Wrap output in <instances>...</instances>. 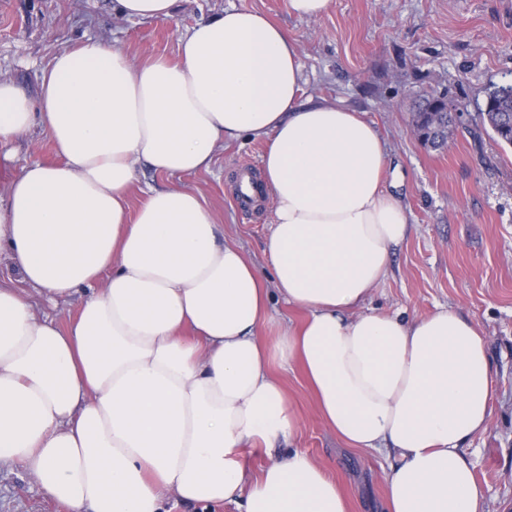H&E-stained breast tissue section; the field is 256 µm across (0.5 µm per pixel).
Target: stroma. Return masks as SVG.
Instances as JSON below:
<instances>
[{
    "instance_id": "obj_1",
    "label": "stroma",
    "mask_w": 512,
    "mask_h": 512,
    "mask_svg": "<svg viewBox=\"0 0 512 512\" xmlns=\"http://www.w3.org/2000/svg\"><path fill=\"white\" fill-rule=\"evenodd\" d=\"M248 7L285 28L300 47L301 96L337 101L373 123L386 148L384 181L410 225L385 280L362 311L412 320L439 309L473 321L487 340L496 378L494 415L462 451L485 492L484 512H512V147L477 126L491 84L512 79V0H333L316 19L289 0H177L168 21H129L115 0H0V77L36 94L38 75L59 50L93 37L140 59L178 58V39L225 8ZM446 95L463 119L435 150L410 132L423 98ZM265 143L225 144L211 171L184 177L224 226L226 241L267 268L269 202L244 207L236 172L259 171ZM37 131L0 156V188L25 163L54 162ZM297 418L292 437L343 486L351 512H380L388 448L354 451L320 418L299 366L273 364ZM0 512H67L16 462H0Z\"/></svg>"
}]
</instances>
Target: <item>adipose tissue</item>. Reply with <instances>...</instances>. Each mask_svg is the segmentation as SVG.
Returning <instances> with one entry per match:
<instances>
[{"label":"adipose tissue","mask_w":512,"mask_h":512,"mask_svg":"<svg viewBox=\"0 0 512 512\" xmlns=\"http://www.w3.org/2000/svg\"><path fill=\"white\" fill-rule=\"evenodd\" d=\"M300 82L297 41L235 6L183 35L174 63L90 39L41 68L36 95L0 79V148L39 129L59 158L27 162L0 195V255L19 274L0 278V461L68 512H167L173 498L349 512L302 449L255 476L238 460L297 427L273 358L300 366L348 446L395 452L386 512H483L462 446L493 418L485 341L444 309L360 312L409 225L374 125L302 99ZM245 134L266 143L265 270L182 183ZM144 164L174 184L131 216ZM78 294L66 325L35 310ZM275 294L306 318L269 340Z\"/></svg>","instance_id":"ef3b65f1"}]
</instances>
